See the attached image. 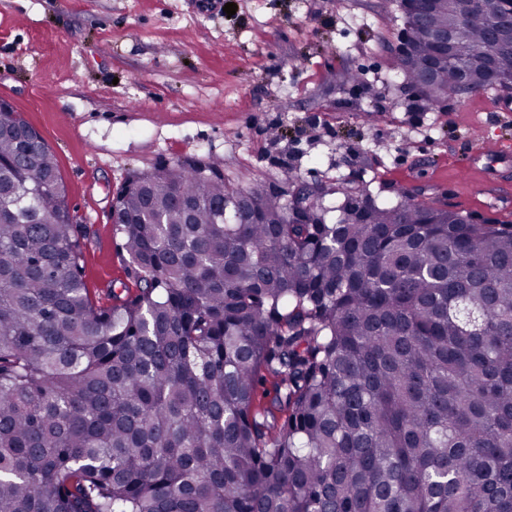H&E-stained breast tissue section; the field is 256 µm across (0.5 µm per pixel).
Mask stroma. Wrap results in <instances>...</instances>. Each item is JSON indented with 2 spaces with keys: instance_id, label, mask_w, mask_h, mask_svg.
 Segmentation results:
<instances>
[{
  "instance_id": "35a3bbf8",
  "label": "stroma",
  "mask_w": 512,
  "mask_h": 512,
  "mask_svg": "<svg viewBox=\"0 0 512 512\" xmlns=\"http://www.w3.org/2000/svg\"><path fill=\"white\" fill-rule=\"evenodd\" d=\"M234 2L229 16L216 0H0V101L57 160L100 305L133 283L113 198L180 161L245 190L294 171L330 212L349 194L412 193L512 224V161L489 164L471 141L480 127L512 141V89L421 108L399 72L398 0Z\"/></svg>"
}]
</instances>
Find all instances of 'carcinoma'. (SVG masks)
<instances>
[{
    "mask_svg": "<svg viewBox=\"0 0 512 512\" xmlns=\"http://www.w3.org/2000/svg\"><path fill=\"white\" fill-rule=\"evenodd\" d=\"M449 8L472 91L507 88L490 0ZM460 93L447 67L418 96ZM337 211L213 167L133 177L137 291L102 307L55 156L0 110V512H512V224Z\"/></svg>",
    "mask_w": 512,
    "mask_h": 512,
    "instance_id": "obj_1",
    "label": "carcinoma"
}]
</instances>
